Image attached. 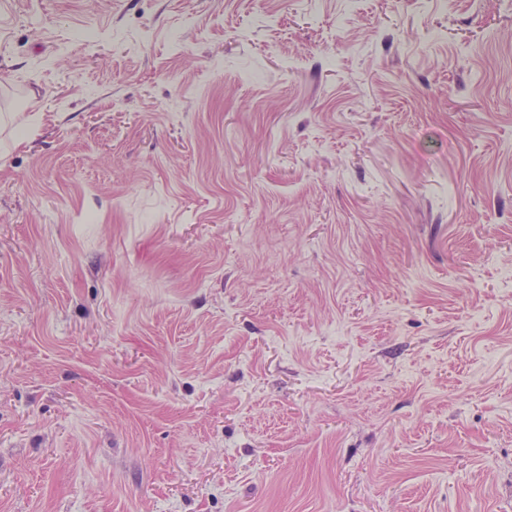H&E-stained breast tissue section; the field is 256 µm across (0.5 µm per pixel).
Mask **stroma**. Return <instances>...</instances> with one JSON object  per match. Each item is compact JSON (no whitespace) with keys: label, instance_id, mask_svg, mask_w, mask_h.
Returning <instances> with one entry per match:
<instances>
[{"label":"stroma","instance_id":"1","mask_svg":"<svg viewBox=\"0 0 512 512\" xmlns=\"http://www.w3.org/2000/svg\"><path fill=\"white\" fill-rule=\"evenodd\" d=\"M510 270L512 0H0V512H512Z\"/></svg>","mask_w":512,"mask_h":512}]
</instances>
